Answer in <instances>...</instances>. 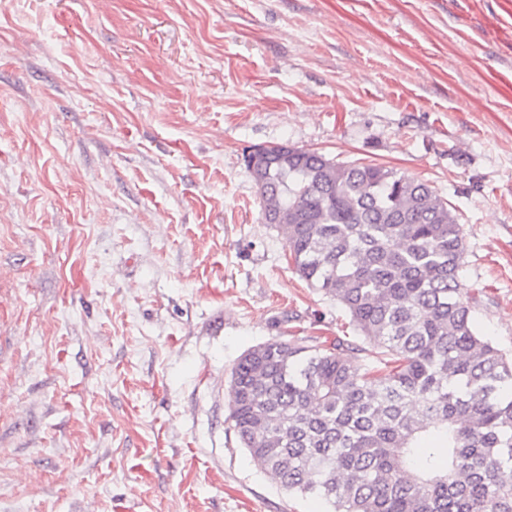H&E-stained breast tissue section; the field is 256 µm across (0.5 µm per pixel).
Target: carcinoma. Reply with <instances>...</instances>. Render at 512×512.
Listing matches in <instances>:
<instances>
[{
	"instance_id": "1",
	"label": "carcinoma",
	"mask_w": 512,
	"mask_h": 512,
	"mask_svg": "<svg viewBox=\"0 0 512 512\" xmlns=\"http://www.w3.org/2000/svg\"><path fill=\"white\" fill-rule=\"evenodd\" d=\"M255 171L297 273L380 352L361 371L340 338L247 350L229 385L241 447L329 512H512V355L476 327L455 209L393 168L286 143Z\"/></svg>"
}]
</instances>
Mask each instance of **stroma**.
Here are the masks:
<instances>
[{"label": "stroma", "instance_id": "35a3bbf8", "mask_svg": "<svg viewBox=\"0 0 512 512\" xmlns=\"http://www.w3.org/2000/svg\"><path fill=\"white\" fill-rule=\"evenodd\" d=\"M281 142L435 187L512 352V0H0V512H326L229 418L256 345L378 353L262 218Z\"/></svg>", "mask_w": 512, "mask_h": 512}]
</instances>
